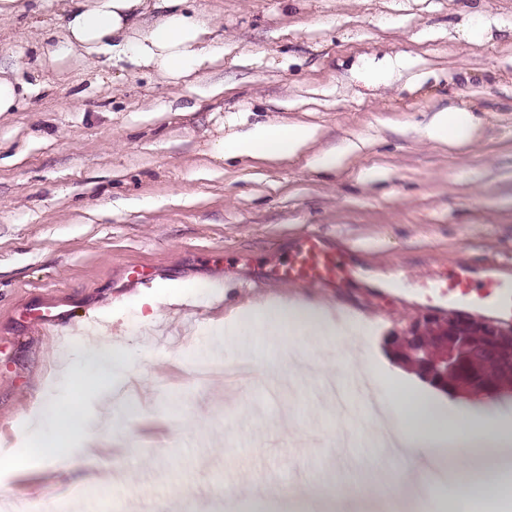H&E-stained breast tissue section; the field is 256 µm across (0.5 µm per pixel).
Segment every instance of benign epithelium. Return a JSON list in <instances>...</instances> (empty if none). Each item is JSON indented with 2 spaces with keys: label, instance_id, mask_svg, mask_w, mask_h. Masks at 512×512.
I'll return each instance as SVG.
<instances>
[{
  "label": "benign epithelium",
  "instance_id": "1",
  "mask_svg": "<svg viewBox=\"0 0 512 512\" xmlns=\"http://www.w3.org/2000/svg\"><path fill=\"white\" fill-rule=\"evenodd\" d=\"M425 327V320L417 319L402 333L390 337V344L408 351L424 337ZM477 357L497 363L503 374L511 376L512 331L454 312L448 314L440 345L425 353L417 368L425 380L437 387L450 392L463 389L493 399L500 388L482 375L475 362Z\"/></svg>",
  "mask_w": 512,
  "mask_h": 512
}]
</instances>
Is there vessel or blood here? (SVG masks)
Listing matches in <instances>:
<instances>
[{
  "label": "vessel or blood",
  "mask_w": 512,
  "mask_h": 512,
  "mask_svg": "<svg viewBox=\"0 0 512 512\" xmlns=\"http://www.w3.org/2000/svg\"><path fill=\"white\" fill-rule=\"evenodd\" d=\"M472 263L457 264L453 271L424 280L428 302H442L466 309H487L512 319V280L498 276L495 264L484 267L475 280ZM360 267L342 259L325 236L309 232L299 236L287 253L266 261L262 278L269 284L336 288L356 279Z\"/></svg>",
  "instance_id": "b4317fda"
}]
</instances>
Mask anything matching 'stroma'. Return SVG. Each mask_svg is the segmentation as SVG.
<instances>
[{
	"mask_svg": "<svg viewBox=\"0 0 512 512\" xmlns=\"http://www.w3.org/2000/svg\"><path fill=\"white\" fill-rule=\"evenodd\" d=\"M63 4L26 0L0 21V64L24 61L29 85L19 110L0 114V448L22 446L21 421L40 401L74 398L55 375L59 356L80 354L95 325L126 349L114 392L130 408L97 419L80 467L48 462L44 485H0V512L21 500L55 512L116 457L112 492L129 512H205L220 498L217 469L249 510L285 478L336 496L368 491L378 483L369 466L336 478L337 431L372 422L360 393L346 395L345 414L323 397L340 374L335 337H290L307 357L291 391H272L270 375L233 385L193 372L212 322L249 300L321 304L385 339L417 318L447 323L416 298L430 272L469 258L512 278V0H196L224 56L176 83L107 56L90 69L40 68ZM447 109L476 116L472 145L425 137ZM268 121L316 135L278 162L208 156L213 140ZM348 142L360 149L335 172L311 166ZM371 169L377 179L364 180ZM308 231L364 277L336 290L260 283V263ZM135 266L156 270L154 283L129 286ZM395 269L406 276L398 295L384 289ZM165 282L192 294L168 302L156 293ZM150 294L146 326L137 301ZM46 301L67 315L64 339L30 316ZM177 477L196 478L194 500L173 497Z\"/></svg>",
	"mask_w": 512,
	"mask_h": 512,
	"instance_id": "stroma-1",
	"label": "stroma"
}]
</instances>
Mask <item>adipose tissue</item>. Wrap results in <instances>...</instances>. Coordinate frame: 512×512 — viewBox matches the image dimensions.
I'll return each mask as SVG.
<instances>
[{
    "instance_id": "ef3b65f1",
    "label": "adipose tissue",
    "mask_w": 512,
    "mask_h": 512,
    "mask_svg": "<svg viewBox=\"0 0 512 512\" xmlns=\"http://www.w3.org/2000/svg\"><path fill=\"white\" fill-rule=\"evenodd\" d=\"M195 0H66L65 34L44 44L46 66L61 68L76 60L92 67L103 56L128 60L135 67L152 69L176 82L223 57L207 40L209 29L194 6ZM476 122L470 112L436 113L426 128L437 143L462 146L473 137ZM314 136L304 124L257 123L240 133L217 139L210 153L217 159L277 161L297 155ZM254 325L268 336L267 345L249 350L255 366L288 352L275 337L299 336L313 330L321 336H351L367 332L368 324L337 325L331 310L307 303L291 304L281 298L237 307L215 323L219 334L234 335ZM130 366L120 344L105 337L88 343L80 360L62 365L66 381L78 387L101 386L98 405L105 411H123L125 403L113 396ZM404 394L383 397L382 407L398 443L411 457L415 486L429 477L443 476L445 484L459 488L463 497L495 503L512 499V426L490 425L479 406L448 404L435 392L421 390L412 375H403ZM23 447L0 452V477L17 474L50 459L69 467L80 466L95 447L92 421L82 400L60 406L44 401L35 416L21 425ZM479 452L492 449L477 470L459 471L443 462L448 451Z\"/></svg>"
}]
</instances>
